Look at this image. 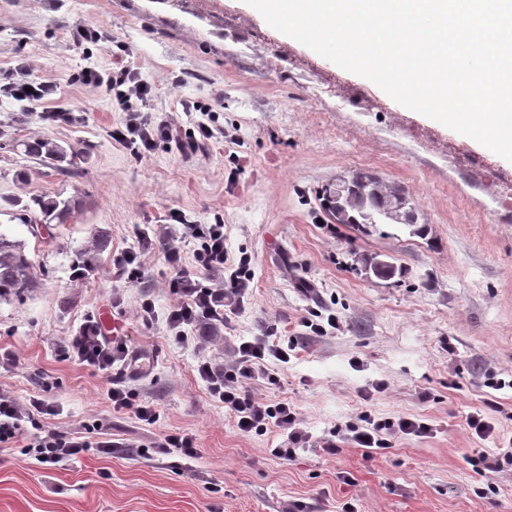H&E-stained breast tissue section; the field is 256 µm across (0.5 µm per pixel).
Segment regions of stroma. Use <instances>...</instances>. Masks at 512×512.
Here are the masks:
<instances>
[{"instance_id": "obj_1", "label": "stroma", "mask_w": 512, "mask_h": 512, "mask_svg": "<svg viewBox=\"0 0 512 512\" xmlns=\"http://www.w3.org/2000/svg\"><path fill=\"white\" fill-rule=\"evenodd\" d=\"M80 23L102 40L74 42ZM128 49L154 90L147 111L186 127L184 104L210 109L223 137L185 154L161 141L144 157L113 141L123 112L75 76L87 65L111 71ZM22 61L30 78L57 83L59 103L80 119L51 124L0 99V228L24 240L36 280L0 301V351L18 358L0 370V390L50 401L51 429L74 435L96 422L135 446L58 466L0 447V512H285L292 501L306 512H343L348 502L359 512H512V467L480 475L469 463L479 448L512 439V201L499 196L511 161L403 108L245 0H0V78ZM40 138L82 152L81 163L44 166L23 147ZM359 170L402 189L427 235L396 224L365 235L326 219L321 189ZM37 195L74 206L47 243L3 203ZM174 209L190 224L223 222L231 255L254 272L243 307L205 328L202 347L168 327L175 299L159 242H178L181 229L167 220ZM97 234L106 249L74 277ZM122 250L138 253V279L116 274ZM372 256L399 275L375 277L364 266ZM104 313L134 356L102 374L63 354L86 317ZM331 316L326 333L304 325ZM272 324L292 351L271 367L278 385L256 393L293 404L313 437L365 412L423 418L435 433L396 439L382 453L346 441L335 456H270L280 436L241 434L197 364L230 360L240 339ZM114 385L154 406L158 421L114 412ZM474 411L494 424L489 439L468 429ZM174 431L195 436L200 459L141 453Z\"/></svg>"}]
</instances>
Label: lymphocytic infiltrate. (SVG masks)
I'll use <instances>...</instances> for the list:
<instances>
[{
  "label": "lymphocytic infiltrate",
  "mask_w": 512,
  "mask_h": 512,
  "mask_svg": "<svg viewBox=\"0 0 512 512\" xmlns=\"http://www.w3.org/2000/svg\"><path fill=\"white\" fill-rule=\"evenodd\" d=\"M83 84L105 89L112 100L124 112L121 127L112 131L113 137L121 138L134 153L143 156L151 153L157 141L177 144L182 150H197L207 145L218 134L212 112L193 120V133L182 139L176 125L167 118L144 113L143 106L152 96L151 84L143 80L134 62L119 64L109 75H101L95 68L79 73ZM0 92L24 107L33 109L54 101L58 86L52 82H37L29 78L26 64H18L9 75ZM171 221L182 223L183 233L194 244L192 260H185L181 247L167 246L164 257L170 268L167 288L176 303L168 317V324L176 340H186V327L208 320H223L224 298L233 295L244 298L246 283L251 271L246 261H232L224 244L222 224H183L178 211H170ZM228 272L229 288H213L203 285L204 276L214 272ZM265 339L240 340L235 347V357L218 367L206 358L200 359L197 372L206 382L210 394L221 402L233 417L237 430L245 435H261L268 429H276L287 438L285 446L273 449V456L290 460L297 450L319 447L330 456L338 455L337 436H345L356 447L378 451L391 449L395 438L413 435L426 437L432 434V424L408 417L390 420L366 418L364 425H350L345 431L331 429L328 437L313 442L303 429L294 405L271 402L256 397L251 391L255 382L274 383L268 371L269 361L288 362L287 349L275 339L276 328H269ZM66 358L79 362L98 372L110 371L115 363L126 361L129 356V340L124 336L105 335L95 318H87L70 336ZM50 403L33 399L20 404L10 394L0 391V446L23 441L24 454L34 455L43 464L56 465L75 460L79 455L96 451L109 455L124 447L121 439L103 437L100 425L85 426L82 435L69 437L45 428L43 416L53 414Z\"/></svg>",
  "instance_id": "lymphocytic-infiltrate-1"
}]
</instances>
